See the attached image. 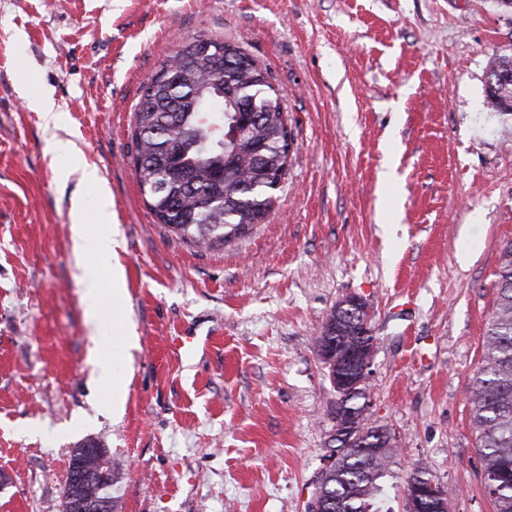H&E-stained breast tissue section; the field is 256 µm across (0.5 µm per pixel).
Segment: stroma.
Here are the masks:
<instances>
[{
	"mask_svg": "<svg viewBox=\"0 0 512 512\" xmlns=\"http://www.w3.org/2000/svg\"><path fill=\"white\" fill-rule=\"evenodd\" d=\"M193 38L267 67L293 138L275 209L213 251L156 224L134 166L142 88ZM495 53L512 54L496 0H0V512H62L91 439L115 512H308L336 401L316 338L349 293L372 310L364 418L394 436L392 471L428 467L450 512H494L468 394L512 240ZM57 140L112 200L119 245L90 259L105 280L123 266L127 294L94 331L70 208L98 196L57 177ZM126 329L116 415L90 353Z\"/></svg>",
	"mask_w": 512,
	"mask_h": 512,
	"instance_id": "1",
	"label": "stroma"
}]
</instances>
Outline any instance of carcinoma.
Returning <instances> with one entry per match:
<instances>
[{
  "instance_id": "1",
  "label": "carcinoma",
  "mask_w": 512,
  "mask_h": 512,
  "mask_svg": "<svg viewBox=\"0 0 512 512\" xmlns=\"http://www.w3.org/2000/svg\"><path fill=\"white\" fill-rule=\"evenodd\" d=\"M181 45L146 85L134 112L135 169L145 203L157 223L186 244L217 250L263 223L288 172L287 119L269 71L240 45L209 39ZM512 75V55H493L488 75ZM247 97L260 118L236 110ZM495 112H512V78L487 92ZM245 133L231 136V124ZM496 298L484 338L483 365L470 393L472 423L483 463L485 493L494 512H512V241L499 254ZM382 428L362 425L333 437L336 462L322 469L311 512H389L386 478L393 455L367 458L359 448L383 440ZM83 473L85 496L112 502L99 472L107 454L72 450L62 486L69 512L71 473Z\"/></svg>"
}]
</instances>
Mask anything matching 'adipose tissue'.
<instances>
[{
  "label": "adipose tissue",
  "instance_id": "ef3b65f1",
  "mask_svg": "<svg viewBox=\"0 0 512 512\" xmlns=\"http://www.w3.org/2000/svg\"><path fill=\"white\" fill-rule=\"evenodd\" d=\"M87 214L81 202H74L70 210L72 229V249L78 265L82 269L84 281V303L86 321L90 326H97L101 317L100 297L102 293H109L113 301H121L125 294V276L121 266H114L112 269L111 283L109 290H102L101 283L91 262L87 259L89 249H96L101 254H111L115 241L111 235H104L98 238L96 244H89L86 236Z\"/></svg>",
  "mask_w": 512,
  "mask_h": 512
}]
</instances>
